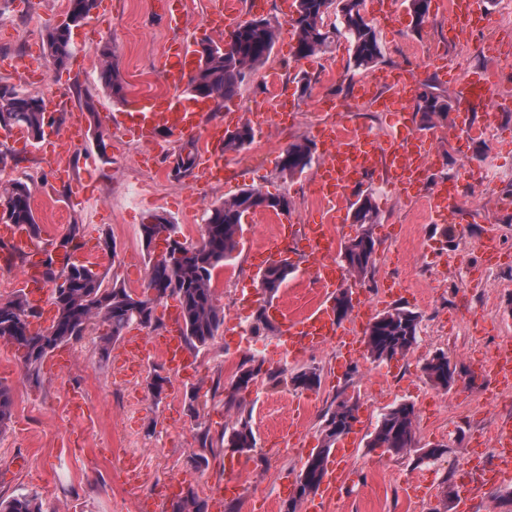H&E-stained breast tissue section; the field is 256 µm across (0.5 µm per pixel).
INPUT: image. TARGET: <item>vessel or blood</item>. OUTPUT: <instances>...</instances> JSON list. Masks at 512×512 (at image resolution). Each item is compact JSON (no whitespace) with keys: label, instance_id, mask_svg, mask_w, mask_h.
<instances>
[{"label":"vessel or blood","instance_id":"vessel-or-blood-1","mask_svg":"<svg viewBox=\"0 0 512 512\" xmlns=\"http://www.w3.org/2000/svg\"><path fill=\"white\" fill-rule=\"evenodd\" d=\"M240 21L238 0H218L206 23L215 32L230 31ZM195 56L191 39H181L168 45L164 51L162 76L166 88L152 95L138 96L127 103L125 111L110 113L107 128L110 134L132 136L141 143L152 144L158 131L175 136L204 133L207 145L197 160V170L205 179L222 180L224 156L211 151L210 146L224 140V127L214 124L203 127L202 121L208 107L203 101H188L182 91L187 81L189 62ZM377 85L385 88L381 100L383 111L393 119H400L409 110L417 95V86L395 78L393 71L380 70L375 74ZM457 93L476 107H484L490 97V83L483 74L460 79ZM324 163L320 170L325 197L336 201V208L328 209L320 223L303 228L301 251L307 257L308 273L318 290L319 299L309 309L293 313L280 306L271 311L288 340L290 351H314L325 348L345 330L336 323L334 298L339 288L345 287L347 277L335 263V238L333 225L342 223V205L349 202L354 191L365 188L377 171H384L385 184L405 197L424 198L426 205L440 219H455V206L462 194L460 177L449 178L432 191H424L419 179L431 154L433 134L413 131L410 137L378 135L347 123H337L321 139ZM51 231L33 237L23 226L7 221L0 222V241L8 251L0 255V267L8 268L11 256L22 255L28 260L16 279V286L23 291L31 307L46 310L49 296L38 260L48 249ZM283 251V238L274 234L264 238L253 256L254 267L260 268L279 260ZM160 356L169 370L176 371L186 363V344L178 324L154 336H131L121 347L118 356L123 362H147L150 356ZM487 378L497 381L502 388H512V350L502 349L498 358L485 370ZM503 451L496 456L494 476L501 482L512 481V433L501 438ZM344 495V472L333 468L325 475L319 494L308 512H324L326 506L336 503Z\"/></svg>","mask_w":512,"mask_h":512}]
</instances>
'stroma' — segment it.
<instances>
[{
  "mask_svg": "<svg viewBox=\"0 0 512 512\" xmlns=\"http://www.w3.org/2000/svg\"><path fill=\"white\" fill-rule=\"evenodd\" d=\"M163 0H96L83 24L73 28V53L67 64L53 68L45 50L46 30L69 9L68 0H0V59L12 61L11 70L0 69V81L20 84L26 92L44 99H62L53 134H60L83 101L92 98L98 113L118 112L122 102L113 98L99 79V54L111 44L125 80L126 96L162 91L158 61L169 42L184 35L199 36L211 0H185V23L171 25ZM296 12V0H266L263 15L283 32L265 64L280 74L279 87L294 99L299 112L295 122L268 135H256L250 147L225 155L224 180L211 184L208 193L192 195L195 178L175 182L169 163L179 145L167 132H159L154 146L137 139L118 144L106 137L98 151L93 134L82 143L62 145L73 183L55 181L48 160L40 151L14 144L0 130V145L10 148V177L27 182L38 224H51L56 235L80 224L95 234L110 235L116 245L114 262L99 266L105 285L121 284L136 293L145 288L150 258L140 235L148 216L160 215L180 227L181 239L199 241L207 209L244 188L286 192L291 201L289 218L299 226L318 219V166L303 174L280 177L283 148L293 141H314L316 124L324 118V103L351 95L361 73L349 66L350 47L339 40L331 52L294 60V44L286 27ZM373 19L382 43L380 68L408 72L420 84L432 83L455 97L454 81L443 79L424 52L438 50L447 57H465L467 73L485 67L512 71V53L495 59L478 54L477 47L491 35L489 27L457 37L448 29V17L431 8L427 23L414 29L410 13L395 20ZM308 76V87L299 79ZM266 86L257 78L217 111L207 112L205 123L220 122L232 130L258 103ZM501 133L496 143L454 134L451 121L437 122L435 162L430 169L440 181L467 170L463 186L465 215L462 228L433 222L421 204L399 198L383 182L370 185L380 211L372 228L375 267L357 285L359 298L381 289L386 278L399 280L406 290L400 307L420 316L417 344L405 355L378 362L363 357L356 370L344 368L338 345L281 359L282 332L255 337L237 334L234 324L236 297L249 299L250 309L266 304L252 266V254L262 236L274 233L271 223L241 224L237 248L228 265L216 271L213 286L224 309V324L215 338L193 353V370L171 374L160 360H149L136 376L113 371V362L100 356L105 328L92 325L78 342L68 344L71 367L61 373L43 369L39 382L24 376L15 348L0 343V384L9 386L13 416L0 431V495L23 492L38 495L46 512H160L169 495L168 484L181 481L204 499L230 476H238L245 494L235 500L236 512H284L289 491L310 455L321 446L324 414L341 397L358 404L357 449L346 462L348 472L342 502L330 512H441L446 487H458L467 466L490 469L493 456L487 446L512 425V394L485 396L484 381H470L466 369L480 368L497 343L512 336V112L500 115ZM497 177L496 192H487L480 175ZM151 183L138 192V182ZM494 228L500 241L497 271L480 258L477 243L485 229ZM486 313L488 321L471 327L465 310ZM445 353L463 371L449 388L434 386L424 365L436 353ZM252 354L266 366L287 367L289 372L313 369L321 384L313 390L289 384L270 387L260 382L244 395L252 412L257 446L244 456L237 473L224 467L225 453L208 456L206 469H195L189 456L198 447L197 435L209 430L222 435L235 411L225 409L222 388L233 379L239 361ZM169 378L160 399L147 385L153 375ZM197 392L198 413L188 409L187 396ZM81 396L87 418L75 422L68 414L69 395ZM414 404L418 447L445 446L437 460L415 463L414 453L396 455L369 447L383 413L396 404ZM140 457L138 479L128 476L124 459ZM28 465L18 470L17 458Z\"/></svg>",
  "mask_w": 512,
  "mask_h": 512,
  "instance_id": "1",
  "label": "stroma"
}]
</instances>
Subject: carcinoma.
<instances>
[{
	"label": "carcinoma",
	"instance_id": "cac0c4a2",
	"mask_svg": "<svg viewBox=\"0 0 512 512\" xmlns=\"http://www.w3.org/2000/svg\"><path fill=\"white\" fill-rule=\"evenodd\" d=\"M431 0H408L414 26H423L429 17ZM335 20L327 22L330 15ZM291 34L296 44L295 60L312 58L331 50L336 39L342 37L350 45L355 70L374 66L381 58L378 32L363 12V0H298L296 15L290 22ZM280 36V28L267 18L243 23L236 29L234 38L226 43L210 37L201 43L203 61L189 78L188 91L200 92L216 104L230 101L241 91L245 81L268 60ZM46 49L56 67H63L72 54L71 32L68 28L53 26L47 30ZM99 77L113 97L123 98L124 80L112 55V47L104 45L100 51ZM39 98L14 84L0 82V122L11 121L12 126H23L36 140L44 138L46 115L38 105ZM452 104L444 96L422 92L416 113L420 124L430 127L434 120L448 119ZM255 138L253 128L244 124L224 136V151L239 152ZM314 161L310 143L295 141L282 151L279 174L283 177L303 173ZM31 189L26 182L15 180L0 193V208L14 224L27 225L33 236L40 237L31 206ZM353 223L361 232L349 239L341 248V258L348 271L361 279L366 278L375 263V240L371 228L379 223V211L373 194L360 193L352 204ZM257 210H271L287 214L291 202L284 192L272 193L256 188L242 189L230 198L212 204L206 212L201 238L196 243L181 241L179 225L165 218L157 224L141 225L145 244L154 237L167 233L172 248L169 255L151 259V275L147 287L155 290L152 301L137 300L129 291L117 284L104 286V276L84 264H64L60 254H68L78 245L81 227L72 226V232L59 249L46 252L43 277L55 284L63 281L66 288L51 289L50 300L56 307V317L50 331H33L30 318L37 316L22 293L17 291L7 298H0V340H6L21 353L25 377L36 380L48 351L63 344L79 341L91 321L98 320L106 326L102 334L100 354L110 355L112 343L119 340L123 331L133 322L144 328H155L159 318L156 308L168 298L175 299L181 308L187 348L198 351L217 335L224 324V311L217 305L212 288L214 271L231 260L237 247V232L246 215ZM292 269L274 263L260 277L264 279L263 291L274 296L286 283ZM419 316L401 307L388 310L369 324L366 331L367 351L371 359L383 361L409 352L417 343ZM277 331L265 306L254 313L250 332L266 336ZM428 380L446 388L453 378L448 356L433 355L424 365ZM265 377L276 387L286 381L296 388L312 390L320 385V376L313 369H302L290 375L285 368L273 369L265 361L249 355L239 365L235 379L224 390V405L236 410L237 417L224 427L220 446L236 453H246L256 448L257 440L251 415L242 406L241 393L258 377ZM13 399L9 387L0 384V429L11 420ZM358 406L349 398L338 401L328 411L322 427L321 448L311 454L296 481L297 491L285 505V512H297L298 504L316 492L326 469V458L336 442L347 435L357 422ZM414 405L400 403L381 417L369 446L386 448L404 454L415 447ZM199 451L190 456L195 468L208 465L206 453L214 452L209 432L198 436ZM0 512H43V504L29 493L0 495ZM167 512H209L206 500L189 488L173 498Z\"/></svg>",
	"mask_w": 512,
	"mask_h": 512
}]
</instances>
